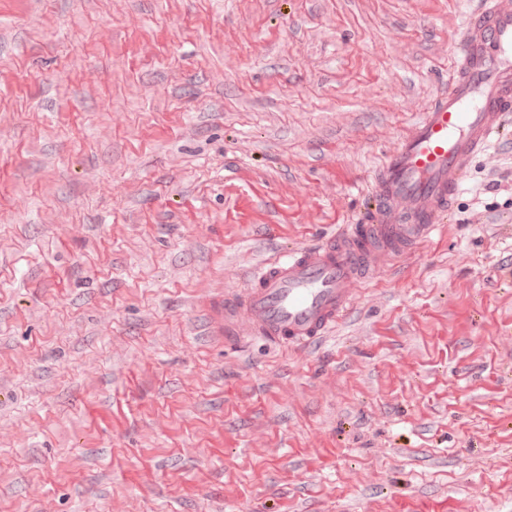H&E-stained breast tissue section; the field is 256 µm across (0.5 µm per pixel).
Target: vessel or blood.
Segmentation results:
<instances>
[{
	"mask_svg": "<svg viewBox=\"0 0 512 512\" xmlns=\"http://www.w3.org/2000/svg\"><path fill=\"white\" fill-rule=\"evenodd\" d=\"M512 0L467 12L448 89L421 114L372 179L366 223L322 244L289 250L247 287L224 297V337L280 346L325 335L356 288L414 251L450 217L475 157L512 130Z\"/></svg>",
	"mask_w": 512,
	"mask_h": 512,
	"instance_id": "b4317fda",
	"label": "vessel or blood"
}]
</instances>
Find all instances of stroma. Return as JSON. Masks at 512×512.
I'll list each match as a JSON object with an SVG mask.
<instances>
[{"instance_id": "35a3bbf8", "label": "stroma", "mask_w": 512, "mask_h": 512, "mask_svg": "<svg viewBox=\"0 0 512 512\" xmlns=\"http://www.w3.org/2000/svg\"><path fill=\"white\" fill-rule=\"evenodd\" d=\"M464 0H0V512H512V138L307 346L224 292L366 219Z\"/></svg>"}]
</instances>
